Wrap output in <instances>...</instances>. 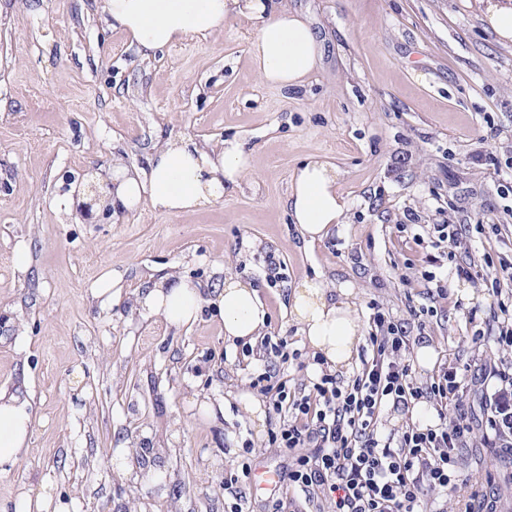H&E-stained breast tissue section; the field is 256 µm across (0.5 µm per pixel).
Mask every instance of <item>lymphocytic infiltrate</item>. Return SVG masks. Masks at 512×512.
Here are the masks:
<instances>
[{
  "instance_id": "f902f5d3",
  "label": "lymphocytic infiltrate",
  "mask_w": 512,
  "mask_h": 512,
  "mask_svg": "<svg viewBox=\"0 0 512 512\" xmlns=\"http://www.w3.org/2000/svg\"><path fill=\"white\" fill-rule=\"evenodd\" d=\"M368 336L371 355L348 383L321 373L299 394H291L280 367L298 360L279 336L266 337L263 364L251 389L268 398L279 424L268 444L293 453L289 486L319 495L331 512H422L425 501L453 500L455 512H503L494 474L467 489L458 475L464 449L473 438L492 458L512 464V366L451 363L433 382L418 386L405 357L410 344L404 323L373 306ZM480 391L484 416L474 413ZM432 400L435 424L407 422L385 432L386 410L409 413L415 401Z\"/></svg>"
}]
</instances>
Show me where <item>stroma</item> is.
Wrapping results in <instances>:
<instances>
[{
    "label": "stroma",
    "mask_w": 512,
    "mask_h": 512,
    "mask_svg": "<svg viewBox=\"0 0 512 512\" xmlns=\"http://www.w3.org/2000/svg\"><path fill=\"white\" fill-rule=\"evenodd\" d=\"M323 43L305 83L263 85L248 60L244 19L222 34L151 58L98 15L96 0H0V389L35 411L29 452L0 474V503L52 484L70 512H315L304 495L224 485L232 462L286 472L243 401L258 363L224 339L211 310L191 326L139 313L151 279L182 274L207 292L252 281L264 334L314 356L290 320L307 278L351 288L361 321L379 305L422 330L438 365L512 364L490 310L512 301V43H500L473 0H288ZM192 136L243 140L252 169L224 199L164 216L144 204L112 217L65 208L77 183L113 159L146 168L152 150ZM317 153L336 164L344 223L308 245L288 218L290 178ZM435 224H467L472 249L431 245ZM285 264L277 283L267 252ZM26 267H19V255ZM475 264L477 279L451 276ZM447 277L449 300L417 326L422 272ZM112 279V300L92 290ZM252 442L244 453L243 442Z\"/></svg>",
    "instance_id": "obj_1"
}]
</instances>
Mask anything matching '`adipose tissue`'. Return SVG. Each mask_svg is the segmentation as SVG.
I'll return each instance as SVG.
<instances>
[{"label": "adipose tissue", "instance_id": "1", "mask_svg": "<svg viewBox=\"0 0 512 512\" xmlns=\"http://www.w3.org/2000/svg\"><path fill=\"white\" fill-rule=\"evenodd\" d=\"M97 8L146 55L222 33L228 18L246 19L254 28L251 66L262 83L280 89L301 86L323 57L309 18L289 9L286 0H97ZM249 171L250 158L238 139L208 147L183 137L157 148L147 170H131L114 160L108 173L112 186L103 190L97 207L117 214L146 202L165 215L190 212L222 200ZM338 177V167L317 154L306 156L291 177L288 212L308 242L323 239L331 225L344 221L347 204ZM136 305L145 316L176 325L194 322L203 306H212L231 342L255 340L266 323L252 283L232 277L206 298L194 281L168 275L140 292ZM290 315L329 367L349 365L363 336L350 288L304 280L294 291ZM33 423L27 399L0 391V473L22 461Z\"/></svg>", "mask_w": 512, "mask_h": 512}]
</instances>
